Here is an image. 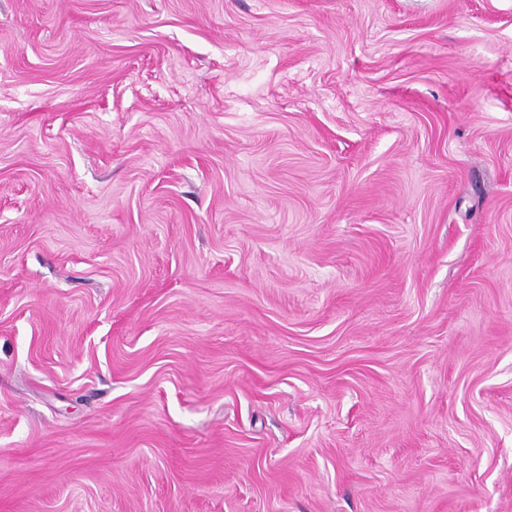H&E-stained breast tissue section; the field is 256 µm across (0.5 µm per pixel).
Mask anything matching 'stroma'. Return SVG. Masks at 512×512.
Wrapping results in <instances>:
<instances>
[{
    "mask_svg": "<svg viewBox=\"0 0 512 512\" xmlns=\"http://www.w3.org/2000/svg\"><path fill=\"white\" fill-rule=\"evenodd\" d=\"M0 512H512V0H0Z\"/></svg>",
    "mask_w": 512,
    "mask_h": 512,
    "instance_id": "35a3bbf8",
    "label": "stroma"
}]
</instances>
